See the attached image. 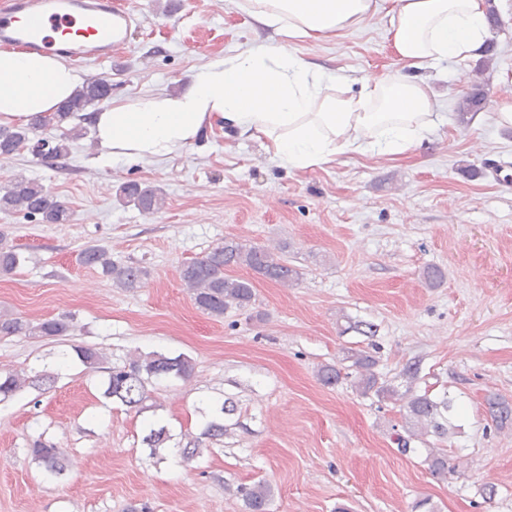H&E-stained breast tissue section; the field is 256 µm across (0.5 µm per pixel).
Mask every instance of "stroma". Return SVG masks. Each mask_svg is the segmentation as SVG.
<instances>
[{"mask_svg":"<svg viewBox=\"0 0 512 512\" xmlns=\"http://www.w3.org/2000/svg\"><path fill=\"white\" fill-rule=\"evenodd\" d=\"M141 26L110 63L86 76L112 82V101L178 93L210 57L287 44L338 76L355 94L361 79L398 67L388 20L318 44L284 42L235 0H132ZM500 24L491 55L431 69L445 116L399 159L343 156L307 170L270 159L248 136L215 131L162 162L103 168L93 137L74 141L55 164L24 150L0 157V186L24 176L72 210L67 224L0 214L24 265L0 275V312L33 322L69 317L63 336H0V373L53 376L47 390L0 402V512H245L237 489L270 485L269 512H512V424L498 427L487 400L512 403V133L491 121L460 122L459 98L482 84L485 113L512 84V0H494ZM137 181L160 189L164 208L149 214L120 200ZM260 245L288 262L297 280L254 282L255 302L216 320L199 310L180 279L182 266L224 240ZM101 246L113 260L149 270L134 290L115 287L84 266L80 251ZM443 270L428 286L426 267ZM377 326L375 338L351 331ZM380 347L377 370L396 379L417 363L416 391L447 393L458 408L448 439V471L431 473L414 439L402 454L392 440L398 405L354 390L350 380L321 384L317 370L348 349ZM105 356L87 369L74 349ZM137 351L184 353L188 380L149 386L139 412L102 396L109 368ZM231 400L223 438H202L217 403ZM166 426L159 454L144 443L148 423ZM202 450L182 459L185 435ZM65 448L70 466L48 476L29 448Z\"/></svg>","mask_w":512,"mask_h":512,"instance_id":"stroma-1","label":"stroma"}]
</instances>
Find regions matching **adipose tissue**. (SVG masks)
I'll return each instance as SVG.
<instances>
[{"mask_svg": "<svg viewBox=\"0 0 512 512\" xmlns=\"http://www.w3.org/2000/svg\"><path fill=\"white\" fill-rule=\"evenodd\" d=\"M243 11L287 38L320 42L385 12L399 69L337 96L322 67L288 52L211 57L178 95H145L87 115L98 161H162L215 130L261 140L279 164L306 170L355 153L395 158L436 125L439 102L422 72L480 54L488 0H239ZM55 55L0 50V125L37 126L82 86Z\"/></svg>", "mask_w": 512, "mask_h": 512, "instance_id": "adipose-tissue-1", "label": "adipose tissue"}]
</instances>
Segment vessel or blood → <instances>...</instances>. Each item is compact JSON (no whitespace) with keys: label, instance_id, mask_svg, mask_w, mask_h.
Masks as SVG:
<instances>
[{"label":"vessel or blood","instance_id":"vessel-or-blood-1","mask_svg":"<svg viewBox=\"0 0 512 512\" xmlns=\"http://www.w3.org/2000/svg\"><path fill=\"white\" fill-rule=\"evenodd\" d=\"M136 20L115 0H0V48L110 61L127 48Z\"/></svg>","mask_w":512,"mask_h":512}]
</instances>
